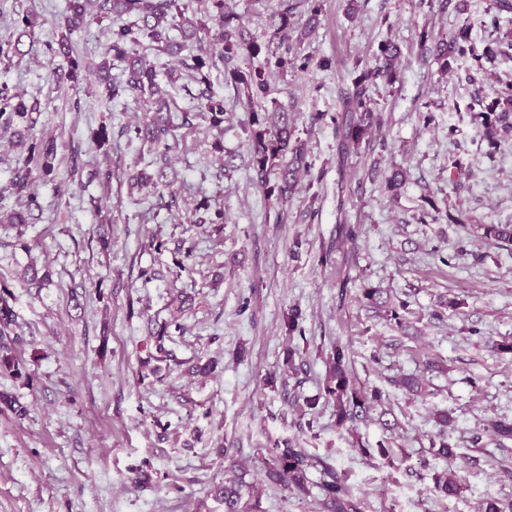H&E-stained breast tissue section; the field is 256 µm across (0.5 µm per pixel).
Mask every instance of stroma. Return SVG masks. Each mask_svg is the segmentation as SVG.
I'll return each mask as SVG.
<instances>
[{"label":"stroma","mask_w":512,"mask_h":512,"mask_svg":"<svg viewBox=\"0 0 512 512\" xmlns=\"http://www.w3.org/2000/svg\"><path fill=\"white\" fill-rule=\"evenodd\" d=\"M489 5L468 0L461 17L418 0H358L350 16L346 0H324L303 49L335 67L272 79L321 175L317 200L296 193L282 212L252 181L247 115L223 69H211L212 91L235 116L220 131L198 117L179 129L168 173L180 208L167 211L151 192L128 189L150 156L119 130L143 112V99L104 105L89 95L93 74L60 86L53 79L45 46L61 36L67 0H0V40L19 12L44 21L32 53L0 58V86L40 104L33 126L0 133V212L16 203L18 134L58 144L54 174L32 180L41 205L34 223L0 226V284L22 335L17 355L34 378L0 376V391L25 411L0 412V512H224L216 489L234 472L252 486L256 512H319L318 473L306 496L266 478L268 448L285 441L345 472L364 512H477L488 497L512 501V441L497 442L489 429L512 422V356L494 348L512 340V246L485 244L470 229L512 224V135L490 148L479 118L480 100L512 80V52L479 67L461 59L444 73L419 46L420 33L435 38L465 21L484 46ZM386 38L402 50L398 82L374 95L391 150L339 162L334 128L310 126L309 117L335 111L356 61H370ZM103 124L111 136L101 146L93 134ZM228 154L237 165L229 174ZM395 166L408 172L396 197L384 183ZM204 200L223 210V223L192 224ZM461 214L469 224L457 223ZM340 224L363 230L341 271L344 287L319 261ZM31 264L51 271L48 286L23 279ZM364 285L408 302L407 332L361 301ZM292 307L304 335L288 332ZM336 341L349 347L358 380L381 390L400 422L394 435L373 419L339 428L320 401ZM160 345L167 360L157 358ZM290 349L296 376L267 384ZM429 361L438 369L426 373V395L397 386ZM436 409L453 417L448 434L467 483L458 499L433 489V474L448 466L430 446ZM308 421L313 431L300 432ZM384 439L399 467L357 451Z\"/></svg>","instance_id":"stroma-1"}]
</instances>
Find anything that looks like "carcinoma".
<instances>
[{"label":"carcinoma","instance_id":"carcinoma-1","mask_svg":"<svg viewBox=\"0 0 512 512\" xmlns=\"http://www.w3.org/2000/svg\"><path fill=\"white\" fill-rule=\"evenodd\" d=\"M308 5L307 26L298 31L292 19L301 5ZM512 12V0H495V4L485 13L482 25L489 30L493 39L489 40L482 53H476L471 43L468 28L461 27L450 35H442L428 40V34L420 35V48L430 52L440 62L443 70H448L451 62L465 57L479 61L492 59L512 50V41L505 42L495 36L499 32L502 13ZM322 13V0H279L278 21L261 41L242 23L237 13L232 11L226 0H68L67 11L60 28L65 34L56 44H46L47 53L61 57L53 75L59 83L76 82L85 66L74 53L68 34L86 27L92 19L110 21V42L105 57L94 66L97 81L91 95L110 102L123 94L140 96L146 102L140 120L123 128L133 138L148 145L153 155L154 170H140L130 177V188L141 190L147 186L158 188L167 186V169L170 165L171 141L176 139L175 131L190 124L189 112L179 116L171 113V105L166 90L157 79V71L147 56L139 52L146 45L158 52L176 56L188 48V42L199 43L198 53L190 55V62L184 67L190 71L191 79L198 86L195 111L209 117L210 125L222 129L230 120V109L224 99L216 97L209 90V72L222 67L229 81L241 93V99L248 112L249 166L267 199L278 204L288 201L299 185L306 190L314 187L317 178L312 163L308 160L306 142L300 136L292 117V105L272 97L270 78L273 74H286L290 70L311 72L328 71L333 60L322 57L318 60L308 54L298 52L296 44L312 33ZM42 25L40 16L26 12L16 24L17 37L3 45L0 43V56L9 54L25 56V45H34L35 30ZM180 32L182 41L171 37L170 32ZM204 34L206 43L200 44ZM399 56L397 45L385 40L378 43L373 54L374 65L356 62L357 75L351 84L338 91L336 111L314 112L309 125L314 127L330 121L336 129L337 149L340 160L358 152L362 145L370 150H388L387 140L372 134V128L380 124V116L374 111L373 91L379 85L391 86L398 81L396 60ZM126 63L118 78L112 77V61ZM39 111L38 102L29 101L22 95L10 97L0 94V131H8L17 123L32 119V113ZM485 137L494 144L503 135L512 132V81H498L496 98L479 112ZM57 154V143L53 139H33L25 149L21 166L17 167L12 178L14 193L19 208L0 214V222L6 224H28L32 211L39 208L38 198L31 191L32 172L41 171L48 175L53 171V161ZM196 224H222L224 211L211 210L210 205L200 204L195 208ZM481 239L492 245H512L511 224H480ZM362 228L358 224H340L336 230V240L331 242L321 256V264H332L333 252L344 247H356ZM380 288L362 287V299L371 308L384 313L387 320L403 331L407 324L402 315L407 302L397 303L383 297ZM7 290L0 291V375L12 378H26L14 353L13 345L18 341L15 331V314L9 303ZM324 395L333 407L336 424L345 426L371 418L382 406V392L377 388H367L355 383L351 370L349 350L336 345L326 360ZM437 455L448 460V468L433 477L434 489L444 498L459 497L466 489L465 478L454 465L455 446L445 431H440L432 441ZM277 452V465L266 473L268 481L300 493H309V473L316 470L321 474L319 489L320 502L324 512H363V500L352 492L346 477L323 457L312 455L305 449L291 444ZM359 453L368 459L380 457L395 465L391 449L380 441L375 448L359 444ZM243 482L224 485L221 490L224 512H252L253 506L243 500Z\"/></svg>","mask_w":512,"mask_h":512}]
</instances>
